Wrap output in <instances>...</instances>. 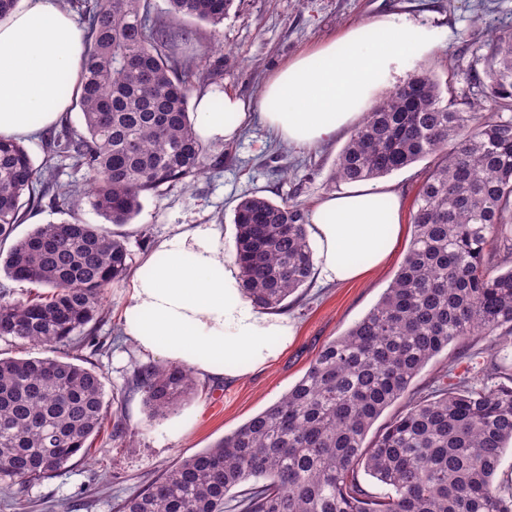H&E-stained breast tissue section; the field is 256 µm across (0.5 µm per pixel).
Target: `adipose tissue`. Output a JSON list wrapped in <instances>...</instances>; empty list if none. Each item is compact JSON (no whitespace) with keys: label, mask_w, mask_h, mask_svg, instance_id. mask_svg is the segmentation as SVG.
Instances as JSON below:
<instances>
[{"label":"adipose tissue","mask_w":512,"mask_h":512,"mask_svg":"<svg viewBox=\"0 0 512 512\" xmlns=\"http://www.w3.org/2000/svg\"><path fill=\"white\" fill-rule=\"evenodd\" d=\"M434 29L403 15L360 23L288 60L258 101L222 89L196 100V132L234 138L261 121L295 146L322 143L373 105L403 64L431 53ZM85 34L61 0H23L0 16V138L34 136L69 110L80 85ZM389 188L354 185L311 216L319 285L367 279L387 265L406 232ZM218 225H183L134 271L123 331L144 354L204 378H235L270 365L297 334L288 316L257 309Z\"/></svg>","instance_id":"adipose-tissue-1"}]
</instances>
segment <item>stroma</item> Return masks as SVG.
Segmentation results:
<instances>
[{
  "mask_svg": "<svg viewBox=\"0 0 512 512\" xmlns=\"http://www.w3.org/2000/svg\"><path fill=\"white\" fill-rule=\"evenodd\" d=\"M387 13L418 19L436 31L437 47L410 61L405 72L431 71L440 82L452 84L462 104L473 98L472 75L485 68L483 44L489 33L512 34V0H234L223 23L180 21L172 24L171 38L179 55L201 57L212 86L251 100L286 60L355 23ZM187 30L192 33L188 39L183 36ZM349 137L344 130L316 147L298 148L255 122L233 141L210 144L206 170L189 187L163 186L143 194L141 212L116 226L130 267H138L184 224L222 225L224 251L234 254V208L247 195L275 202L288 198L313 210L323 196L342 189L329 176ZM428 166L422 160L381 179L399 194L404 218L415 210ZM406 252L399 247L395 258L367 280L323 288L311 282L300 288L287 308L297 336L273 363L231 380L197 379L192 398L155 419L148 416L134 375L148 364L164 367L165 361L144 355L122 333L130 280L106 289L104 311L85 328L100 346L79 351L81 365L95 369L105 385L102 428L85 461L29 488L31 512H45L47 502L52 512H115L117 503L145 489L166 469L216 444L275 403L302 378L324 344L378 303ZM495 362L512 369V345L502 349L494 337L482 335L449 344L413 379L406 397L382 413L381 422L405 410L408 399L431 393L445 372L470 381ZM116 412L128 428L121 439L112 436Z\"/></svg>",
  "mask_w": 512,
  "mask_h": 512,
  "instance_id": "obj_1",
  "label": "stroma"
}]
</instances>
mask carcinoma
<instances>
[{
    "mask_svg": "<svg viewBox=\"0 0 512 512\" xmlns=\"http://www.w3.org/2000/svg\"><path fill=\"white\" fill-rule=\"evenodd\" d=\"M167 2L163 18L151 0H62L87 33L80 122L47 133L38 166L22 143L0 140V244L45 198L61 212L87 195L107 222L127 224L143 193L204 173L209 149L188 104L208 78L196 59L173 52L169 25L216 26L233 0ZM484 49L475 76L481 111L450 109L443 92L451 86L421 71L366 113L336 159L331 180L346 184L431 160L410 245L380 301L326 343L277 402L118 512H512V484L494 483L512 444V376L475 387L445 373L364 445L448 344L512 335V268L492 266L512 222V36L495 34ZM60 159L84 169L86 187L58 189ZM233 224L248 297L262 311L286 308L313 275L306 209L246 197ZM128 259L124 240L103 224L37 225L0 256V271L49 292L1 301L0 338L79 350L76 333L102 311L105 289L126 278ZM135 382L153 417L176 410L195 387L191 371L173 365H146ZM104 408V382L91 368L63 356L0 358V482L10 505L25 509L28 487L88 456ZM361 471L391 493L369 492Z\"/></svg>",
    "mask_w": 512,
    "mask_h": 512,
    "instance_id": "cac0c4a2",
    "label": "carcinoma"
}]
</instances>
